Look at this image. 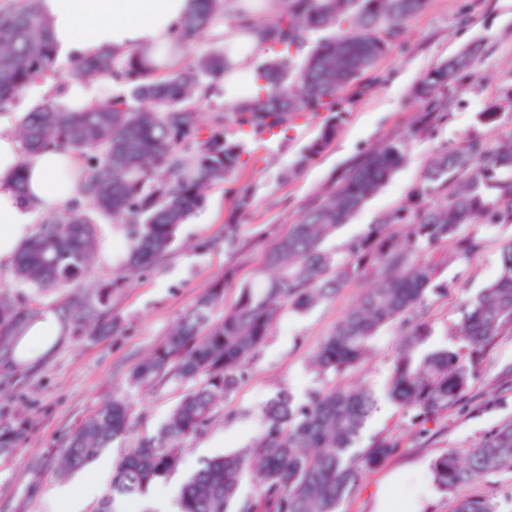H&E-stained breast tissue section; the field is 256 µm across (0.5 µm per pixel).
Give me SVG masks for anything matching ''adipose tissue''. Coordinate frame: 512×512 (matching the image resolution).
<instances>
[{
    "mask_svg": "<svg viewBox=\"0 0 512 512\" xmlns=\"http://www.w3.org/2000/svg\"><path fill=\"white\" fill-rule=\"evenodd\" d=\"M191 0H41L61 59H85L107 49L118 58L135 56L145 66L158 62L156 50L173 42L174 31L189 11ZM224 47L234 67L219 78L212 99L226 104L250 100L260 90L254 78L258 59L271 56L254 34L222 24ZM183 54L169 56L165 68L183 63ZM85 162L74 152L47 147L23 152L10 125L0 123V267H10L21 244L36 229L39 216L58 211L81 195L80 173ZM24 173V190L15 176ZM65 338L55 307H42L19 332L15 355L22 365L47 359Z\"/></svg>",
    "mask_w": 512,
    "mask_h": 512,
    "instance_id": "1",
    "label": "adipose tissue"
}]
</instances>
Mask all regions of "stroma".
Segmentation results:
<instances>
[{
  "instance_id": "stroma-1",
  "label": "stroma",
  "mask_w": 512,
  "mask_h": 512,
  "mask_svg": "<svg viewBox=\"0 0 512 512\" xmlns=\"http://www.w3.org/2000/svg\"><path fill=\"white\" fill-rule=\"evenodd\" d=\"M404 38V44L393 46L376 63L370 90L343 101L347 118L320 157L304 168L294 166L300 151L319 131L317 115H302L290 130L277 136L247 137L246 168L208 192L203 204L180 225L171 251L150 270L127 273L124 285L113 292L112 312L118 324L110 334L80 341L67 337L46 363L22 370L14 387L0 390V420L19 416L28 421L20 450L0 454V512H64L57 503L61 488L78 486L83 477L96 487L81 500L79 512H94L111 490V466L138 438L154 433L167 420L188 388L183 381L130 386L134 367L164 341L178 318L225 269L236 270L238 283L252 281L264 264L266 248L287 233L300 209L325 193L363 148L412 119L420 108L412 92L427 69L465 47H480L475 75L458 90L447 120L433 136L409 145L404 165L326 240L328 249L343 253L346 243L397 209L439 148L471 136L492 144L512 135V107L505 108L496 128H486L478 119L489 99L512 92V0H428L425 9L407 22ZM240 187L248 188L251 196V205L244 211L235 205ZM463 234L479 243L471 254L457 257V244L451 240L425 255L445 289L428 295L423 306L431 333L422 351L453 342L466 300L498 277L501 246L512 240V224H473ZM372 283L369 276L352 281L304 311L284 307L250 361L245 378L216 404L211 425L184 443L179 472L159 482L147 498L122 499L120 512H143L145 505L160 501L174 512L183 480L202 460L253 444L263 428V406L280 393L303 403L318 389L381 391L402 342L400 323L380 330L370 342L366 359L344 373L319 375L311 367L322 342ZM120 394L132 404V428L102 451L100 460L109 462V470L100 471V461L69 475L46 466L52 449ZM510 420L512 324L486 347L477 378L465 396L427 423L425 431L409 426L391 404L379 402L362 431V441L390 432L399 435L402 444L384 464L363 475L340 512H375L376 498L385 490L397 500L398 512H416L418 502L424 503L423 512H453L458 499L476 495L493 498L499 512H512L511 474H492L446 494L433 488L429 473L435 457L472 447Z\"/></svg>"
}]
</instances>
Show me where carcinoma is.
<instances>
[{
  "instance_id": "carcinoma-1",
  "label": "carcinoma",
  "mask_w": 512,
  "mask_h": 512,
  "mask_svg": "<svg viewBox=\"0 0 512 512\" xmlns=\"http://www.w3.org/2000/svg\"><path fill=\"white\" fill-rule=\"evenodd\" d=\"M179 23L176 41L185 44L224 17V0H192ZM40 0H13L0 8V108L30 84L55 73L57 50ZM427 0H288L273 20L254 27V13L241 10L233 23L278 56L259 64L257 79L269 91L240 105L213 108L212 124L200 114L210 104L211 85L230 67L229 53L216 49L197 64L155 77L139 70L133 57L119 60L110 51L71 62L70 75L91 84L103 77L120 80L126 94L94 111L79 112L51 101L19 121L25 152L53 146L85 155L84 193L62 211L43 219L20 247L12 267L19 288L0 293V390L12 385L17 335L34 318L38 295L60 294L64 324L77 339L103 336L112 329V291L124 272L151 266L166 254L177 230L215 183L243 164V137L287 131L304 114L327 113L317 136L302 150L303 168L333 142L346 113L343 93L368 89L362 77L404 36L407 20ZM333 35L314 39L320 32ZM475 50H461L421 77L416 96L426 102L406 129L363 151L314 205L304 209L288 234L266 253V271L239 287L237 298L219 321L211 319L235 272L224 271L185 312L166 340L132 372L133 386L169 380H194L167 421L138 439L116 466L111 492L97 512H115L118 498L142 496L176 473L182 443L211 423L219 395L242 379L246 363L269 336L284 306L302 311L346 283L372 274L374 286L337 325L314 356L322 375L339 374L360 364L369 343L384 326L411 322L396 352L384 397L410 425L435 420L459 401L481 364L484 348L512 321V243L501 251V272L468 302L452 345L417 356L430 335L418 309L428 293L443 288L424 250L459 238L471 224H512V137L489 149L469 137L437 152L405 203L380 223L350 241L341 259L324 249L326 237L346 223L403 165L410 141L432 135L448 118L447 105L473 76ZM501 100L479 113L493 129L503 115ZM497 194L490 196V191ZM107 216L130 242L115 277L81 287L96 241V217ZM378 398L368 388L311 393L302 405L281 394L262 409L264 427L253 445L215 457L183 483L179 512H338L361 476L376 469L400 448L391 433L377 435L364 448L356 443ZM21 418L0 421V453L19 448L27 432ZM128 402L113 398L70 433L47 460L70 474L90 464L117 438L129 432ZM512 472V422L460 454L434 458L435 488L449 493L480 477ZM248 474L257 476L254 494L239 495ZM454 512H498L485 496L457 502Z\"/></svg>"
}]
</instances>
